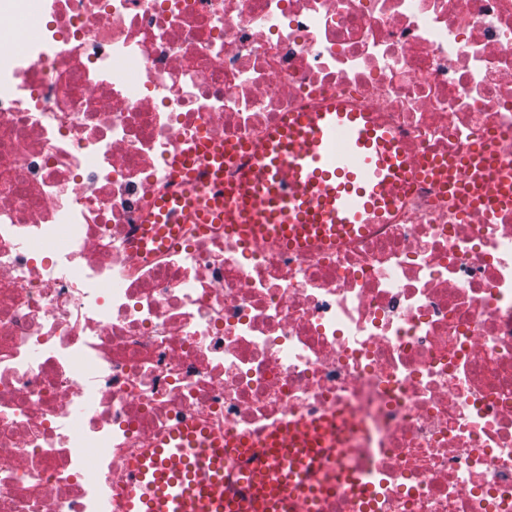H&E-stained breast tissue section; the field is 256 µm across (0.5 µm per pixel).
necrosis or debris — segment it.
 <instances>
[{
    "mask_svg": "<svg viewBox=\"0 0 512 512\" xmlns=\"http://www.w3.org/2000/svg\"><path fill=\"white\" fill-rule=\"evenodd\" d=\"M336 100L416 164L512 150V0H0V512L331 410L368 495L293 512H512V208L419 175L340 245L159 220L208 205L176 155Z\"/></svg>",
    "mask_w": 512,
    "mask_h": 512,
    "instance_id": "4bbe7bcc",
    "label": "necrosis or debris"
}]
</instances>
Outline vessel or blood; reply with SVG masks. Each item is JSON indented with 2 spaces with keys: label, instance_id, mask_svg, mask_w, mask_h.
Segmentation results:
<instances>
[{
  "label": "vessel or blood",
  "instance_id": "obj_1",
  "mask_svg": "<svg viewBox=\"0 0 512 512\" xmlns=\"http://www.w3.org/2000/svg\"><path fill=\"white\" fill-rule=\"evenodd\" d=\"M200 151L194 173L208 182L213 204L225 205V223L259 242L284 233L298 243L341 242L392 212L412 174V163L389 128L373 113L336 101L313 112L289 113L254 149L237 182H225L223 167L237 147L206 141ZM478 167L493 177L472 191V206H511L512 179L501 155L484 153ZM342 440L335 417H294L228 465L223 438L197 435L184 421L126 470L118 507L120 512H291L335 488L359 498L367 487L362 476H332L320 468L321 449ZM277 452L288 456L287 484L260 486L242 479L243 471L268 467Z\"/></svg>",
  "mask_w": 512,
  "mask_h": 512
}]
</instances>
